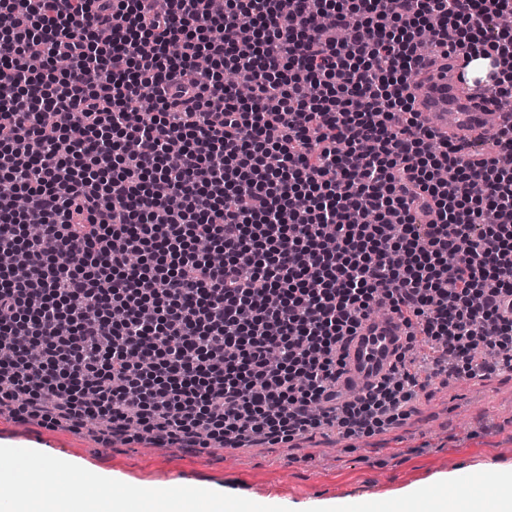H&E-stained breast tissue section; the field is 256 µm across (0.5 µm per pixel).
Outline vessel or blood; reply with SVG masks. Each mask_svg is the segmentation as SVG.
Returning a JSON list of instances; mask_svg holds the SVG:
<instances>
[{"label":"vessel or blood","mask_w":512,"mask_h":512,"mask_svg":"<svg viewBox=\"0 0 512 512\" xmlns=\"http://www.w3.org/2000/svg\"><path fill=\"white\" fill-rule=\"evenodd\" d=\"M411 93L424 127L453 142L499 130L512 121V114L470 93L457 68L441 63L426 68ZM406 348L407 329L397 314L389 311L364 319L340 347L343 367L337 390L351 396L367 393L391 373Z\"/></svg>","instance_id":"obj_1"}]
</instances>
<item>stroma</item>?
Returning <instances> with one entry per match:
<instances>
[{
  "label": "stroma",
  "mask_w": 512,
  "mask_h": 512,
  "mask_svg": "<svg viewBox=\"0 0 512 512\" xmlns=\"http://www.w3.org/2000/svg\"><path fill=\"white\" fill-rule=\"evenodd\" d=\"M405 411L370 436L321 427L289 443L249 441L229 452L217 445L186 452L147 435L107 447L92 432L19 422L5 413L0 440L33 443L103 469L112 476L115 497L146 487L163 498L176 485L194 482L258 506L310 512L356 498L397 507L409 489L431 505L459 495L464 482L486 493L505 487L512 475V371L469 379L430 369L420 374Z\"/></svg>",
  "instance_id": "obj_1"
}]
</instances>
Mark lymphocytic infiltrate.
I'll use <instances>...</instances> for the list:
<instances>
[{
	"instance_id": "lymphocytic-infiltrate-1",
	"label": "lymphocytic infiltrate",
	"mask_w": 512,
	"mask_h": 512,
	"mask_svg": "<svg viewBox=\"0 0 512 512\" xmlns=\"http://www.w3.org/2000/svg\"><path fill=\"white\" fill-rule=\"evenodd\" d=\"M388 2L0 0V178L26 202L0 197V412L186 449L372 435L417 384L410 358L336 391L380 302L452 374L512 366V168L409 94L482 58L512 107V0Z\"/></svg>"
}]
</instances>
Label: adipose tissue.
<instances>
[{
  "mask_svg": "<svg viewBox=\"0 0 512 512\" xmlns=\"http://www.w3.org/2000/svg\"><path fill=\"white\" fill-rule=\"evenodd\" d=\"M38 471L43 483L68 484L69 493L62 499H46L38 486L25 481L29 471ZM110 477L100 472L86 474L41 448L18 450L14 466L0 472V503L8 502L9 512H155V505L144 490H136L126 500L112 499L108 491ZM203 503L205 512H245L223 493L199 484L193 490L176 489L167 501L169 512H182L184 504Z\"/></svg>",
  "mask_w": 512,
  "mask_h": 512,
  "instance_id": "obj_1",
  "label": "adipose tissue"
}]
</instances>
